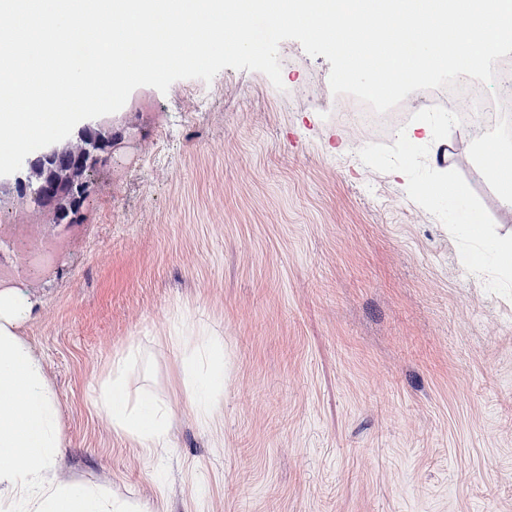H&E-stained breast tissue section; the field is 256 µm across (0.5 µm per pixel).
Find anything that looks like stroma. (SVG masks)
<instances>
[{"label": "stroma", "instance_id": "obj_1", "mask_svg": "<svg viewBox=\"0 0 512 512\" xmlns=\"http://www.w3.org/2000/svg\"><path fill=\"white\" fill-rule=\"evenodd\" d=\"M278 55L279 88L227 67L134 89L69 230L0 178V236H68L47 267L0 252L60 410L58 479L153 512H512V278L461 262L472 213L512 238L484 142L444 112L445 157L362 131L324 56ZM443 172L460 196L435 192ZM209 340L206 422L180 360ZM123 354L131 392L172 410L149 457L101 403ZM208 373L193 388L195 406L200 415L211 416L218 406L216 388L223 382L224 344L213 343L207 357Z\"/></svg>", "mask_w": 512, "mask_h": 512}]
</instances>
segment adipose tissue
I'll return each mask as SVG.
<instances>
[{
    "label": "adipose tissue",
    "mask_w": 512,
    "mask_h": 512,
    "mask_svg": "<svg viewBox=\"0 0 512 512\" xmlns=\"http://www.w3.org/2000/svg\"><path fill=\"white\" fill-rule=\"evenodd\" d=\"M28 311L15 289L0 290V492L10 498L8 512H151L145 505L105 502L91 488L57 480L54 467L62 446L58 406L41 363L17 334ZM181 367L198 378L193 389L197 411L212 415L216 388L223 381V344L211 345L206 362L186 357ZM126 368V359L113 362L102 406L118 437L151 454L169 443L170 411L149 395L132 397Z\"/></svg>",
    "instance_id": "obj_1"
}]
</instances>
